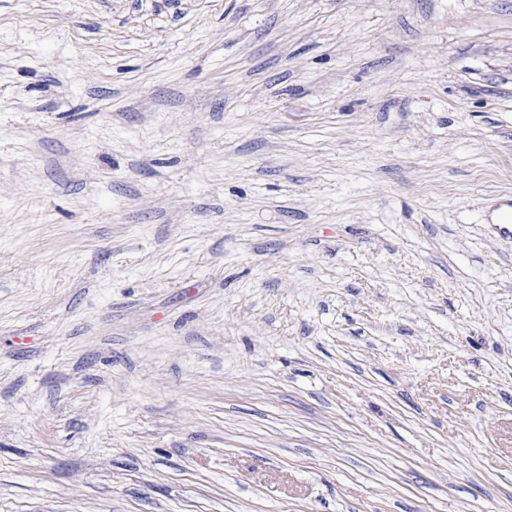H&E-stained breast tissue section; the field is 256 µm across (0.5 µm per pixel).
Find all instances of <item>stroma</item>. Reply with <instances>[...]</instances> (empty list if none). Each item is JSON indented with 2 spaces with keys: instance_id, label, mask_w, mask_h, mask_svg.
I'll use <instances>...</instances> for the list:
<instances>
[{
  "instance_id": "stroma-1",
  "label": "stroma",
  "mask_w": 512,
  "mask_h": 512,
  "mask_svg": "<svg viewBox=\"0 0 512 512\" xmlns=\"http://www.w3.org/2000/svg\"><path fill=\"white\" fill-rule=\"evenodd\" d=\"M512 0H0V512H512Z\"/></svg>"
}]
</instances>
